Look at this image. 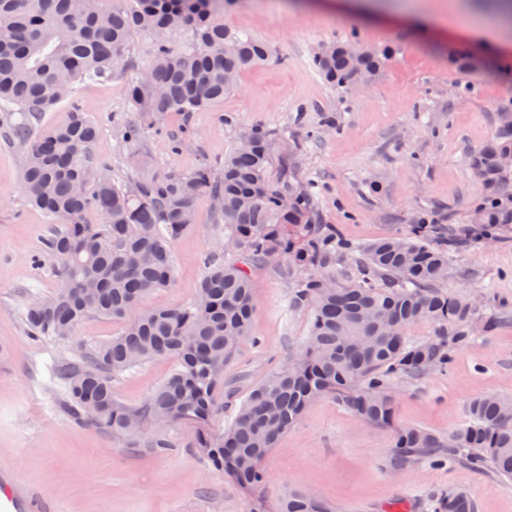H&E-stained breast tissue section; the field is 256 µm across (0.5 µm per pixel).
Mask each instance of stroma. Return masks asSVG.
Listing matches in <instances>:
<instances>
[{"mask_svg":"<svg viewBox=\"0 0 512 512\" xmlns=\"http://www.w3.org/2000/svg\"><path fill=\"white\" fill-rule=\"evenodd\" d=\"M318 0H234L224 25L263 41L267 62L243 71L234 89L213 106L189 114L169 113L161 133H149L147 154L132 165L121 131L131 117L127 86L152 61L151 35L138 32L119 53L110 75L77 83L75 96L102 132L92 147L93 172L113 183L189 172L207 165L220 172L224 157L254 126L273 134L268 175L280 182L294 173L316 186L314 209L321 224H334L357 244L411 231L425 221L470 229V212L481 186L470 157L490 140L501 108H512V52L501 71L462 74L448 62L459 46L455 28L444 26L448 0H420L426 34L398 19L372 22L322 10ZM354 39L386 53L382 70L368 84L339 89L313 64L324 44ZM62 102L39 119L0 111V473L26 493L45 498L52 512H251L252 500L223 473L188 448L189 432L166 427L172 450L118 448L110 435L80 427L59 408L63 389L50 372L53 359L77 345L119 335L121 321L91 316L72 339L32 341L23 316L33 297L60 286L58 262L44 251L56 224L34 207L25 191L23 145L8 141L11 125L65 123ZM195 227L172 244L174 286L148 295L147 308L190 306L205 277L206 253L224 243L208 194L196 201ZM254 335L243 340L224 368L216 395L224 412L215 432L232 421L250 390L303 346L311 314L291 309L289 279L271 264L253 266ZM446 291L471 293L486 312L506 316L493 335L454 351L447 371L415 380L397 379L398 423L437 435L466 424L467 404L494 393L512 399V224L488 242L473 240L452 252ZM159 358L112 378L116 398L140 404L173 371ZM394 430L370 426L335 399L312 402L280 439L266 463L265 512L291 490L315 492L334 512H435L443 491L464 490L476 512H512V479L445 463L392 461Z\"/></svg>","mask_w":512,"mask_h":512,"instance_id":"35a3bbf8","label":"stroma"}]
</instances>
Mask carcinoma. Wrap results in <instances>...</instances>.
I'll return each instance as SVG.
<instances>
[{
  "instance_id": "obj_1",
  "label": "carcinoma",
  "mask_w": 512,
  "mask_h": 512,
  "mask_svg": "<svg viewBox=\"0 0 512 512\" xmlns=\"http://www.w3.org/2000/svg\"><path fill=\"white\" fill-rule=\"evenodd\" d=\"M101 0H0V110L16 107L36 117L75 93L82 79L112 73V62L138 30L154 33L148 69L129 88L135 118L122 134L133 162L145 134L159 130L170 112H196L234 88L226 76L268 57L264 44L224 28V0H136L137 7L103 8ZM189 28L196 47L176 52L167 33ZM331 43L314 63L326 81L344 86L374 76L385 56L362 50L358 60ZM462 73L494 70L498 62L473 51H449ZM98 122L76 101L66 123L35 129L11 126V139L27 145L23 182L31 201L62 225L46 240L61 267V287L36 297L24 316L36 341L69 339L89 316L124 321L112 339L80 347L62 358L54 374L66 389L62 411L80 426L112 436L124 448L167 451L163 434L142 441L148 426L187 425L186 447L252 493L266 485L265 462L312 401L331 396L373 427L394 428L393 460L439 466L462 463L512 478V400L485 394L467 407L469 424L440 438L397 425L395 378H418L448 369L454 350L490 336L500 317L484 316L469 293L440 289L448 276V250L429 242L427 225L366 246L316 223L309 189L283 193L268 177L271 134L250 129L251 149L235 147L216 175L206 165L188 174L143 178L131 188L92 179L91 149ZM512 124L499 121L494 138L470 158L482 186L472 221L484 237L512 224ZM223 201L215 223L237 244L235 258L219 248L206 258L208 273L192 305L141 307L142 298L174 283L171 241L196 224L195 201L204 191ZM360 254L356 277L335 278L332 268ZM278 263L293 279L289 306L312 310L304 349L252 388L233 421L220 433L212 420L224 411V364L253 335L256 303L249 265ZM435 337L411 342L406 330L420 322ZM170 357L176 367L143 402L128 406L112 393V376L146 361ZM278 512H331L316 495L290 493ZM438 512H475L463 491L441 497Z\"/></svg>"
}]
</instances>
